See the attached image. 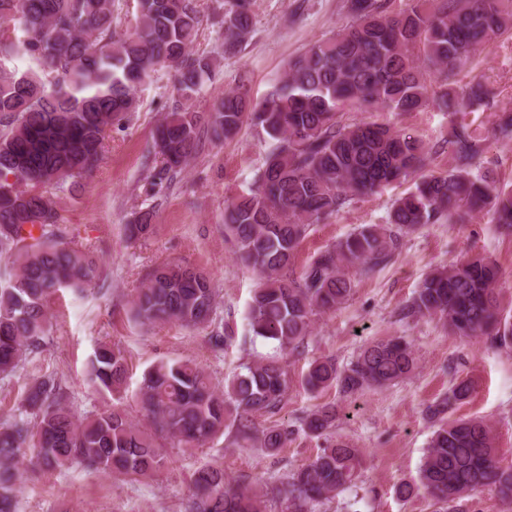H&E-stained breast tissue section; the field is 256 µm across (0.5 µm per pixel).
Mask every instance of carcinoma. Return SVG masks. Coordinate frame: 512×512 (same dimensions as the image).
<instances>
[{
  "label": "carcinoma",
  "instance_id": "1",
  "mask_svg": "<svg viewBox=\"0 0 512 512\" xmlns=\"http://www.w3.org/2000/svg\"><path fill=\"white\" fill-rule=\"evenodd\" d=\"M351 21L310 44L288 62L283 80L253 101L231 91L209 112L176 106L156 127L157 170L151 185L170 181L187 166L200 135L219 140L245 126L273 141L253 188L224 211V234L257 280L246 321L253 340L299 354L314 317L346 303L350 270L369 276L386 266L402 237L425 224H463L482 212L512 233V187L477 167L485 137L464 120L448 129V171L430 165L433 148L390 124L342 122L344 112H493L497 140L512 142V107L479 79L459 84L457 75L492 37L512 34V0H409L400 11L390 0H349ZM253 26L250 0H233L224 15V52L239 51ZM0 59L22 54L24 73L0 68V254L12 272L0 279V376L8 377L27 355L39 352L52 328L50 303L63 290L84 293L101 280L97 257L64 240L52 192H71L77 179L102 161L107 132L135 110V91L158 68L177 75L186 101L220 73L193 46L201 27L194 0H137L127 29H120L114 0H0ZM412 182L384 224L356 228L294 271L295 252L311 226L331 219L346 204L397 183ZM154 211L142 208L127 224L138 240L152 229ZM497 265L474 257L426 274L407 313L434 316L455 334L485 337L512 349V313L496 292ZM217 291L205 272L178 263L153 270L131 301L143 324L206 325ZM417 369L411 345L399 337L369 343L344 366L332 358L309 363L301 385L312 393L331 387L346 397L410 377ZM86 376L107 397L82 416L70 404L62 380L39 372L27 383L19 418L0 427V512H15L24 463L49 472L75 466L132 481L158 475L171 462L170 448H202L222 437L229 444H259L274 455L303 432L326 445L267 488L288 500L291 512H315L324 499L355 483L360 449L333 435L334 404L290 424L262 425L276 414L293 379L282 358L258 356L224 389L190 358L161 359L143 374L135 406L148 421L133 422L124 396L123 350L100 343L85 365ZM462 380L425 409L436 426L419 482L403 484L404 498L420 491L444 512H460L465 498L489 490L512 501V468L499 465L491 427L479 419H450L468 397ZM190 512H265L252 483L231 482L220 466L191 478Z\"/></svg>",
  "mask_w": 512,
  "mask_h": 512
}]
</instances>
